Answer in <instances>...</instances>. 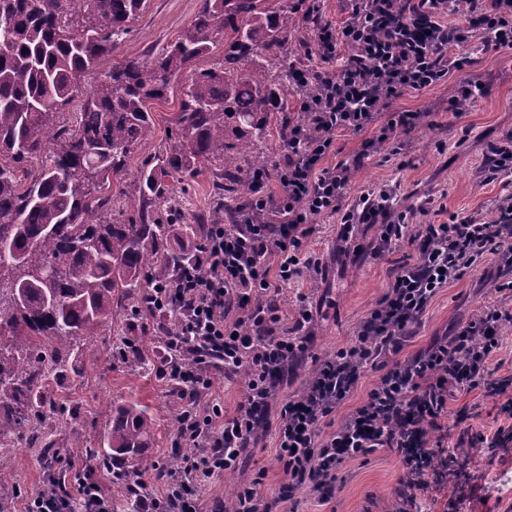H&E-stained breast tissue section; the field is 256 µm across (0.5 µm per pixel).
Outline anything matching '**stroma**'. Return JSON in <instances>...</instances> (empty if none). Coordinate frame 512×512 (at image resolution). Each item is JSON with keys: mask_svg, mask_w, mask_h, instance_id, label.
Instances as JSON below:
<instances>
[{"mask_svg": "<svg viewBox=\"0 0 512 512\" xmlns=\"http://www.w3.org/2000/svg\"><path fill=\"white\" fill-rule=\"evenodd\" d=\"M199 6V0H148L132 22L126 42L100 62L92 78H99L113 64L161 50L191 22ZM467 56L463 69L452 70L444 83L423 91L407 90L396 99L394 110L421 115L416 128L405 136L401 154L390 155L382 147L361 158L364 143L378 134L373 125L337 134L338 151L326 162L352 163L349 200L371 188L393 189L395 211L406 213L416 230L446 222L453 214L487 223L496 219L497 206L512 194V185L487 179L485 171L489 145L512 134V51L471 48ZM470 77L484 81L489 92L470 103L458 121L448 112V99L454 87ZM187 80V75H180L165 97L154 101L151 133L133 150L124 172L113 178V188L131 190L142 164L173 146L171 120L179 110ZM215 180L206 167L193 181L174 185L173 199L179 210L196 213L220 206L223 199L216 192ZM312 226L306 250L323 258L328 268L323 274L303 270L283 290L281 309L288 314L293 313L298 296H307L313 307L314 337L296 374L279 390L276 400L280 403L303 389L320 362L351 345L360 323L383 298L399 266L417 256L405 242L383 257L352 260L337 252V218L317 216ZM499 285L495 266L483 262L440 289L398 359L415 355L453 326L479 314L484 305L500 300ZM502 334L501 365L493 378L508 380L506 395L481 388L455 394L448 399L447 416L428 430L434 456L426 469L428 486L416 495L417 504L427 512H448L452 500L460 502L461 512H512V323L503 326ZM115 341L108 323L79 352L82 376L78 382L66 383L62 391L73 419L65 429H55L50 421L44 429L57 447L81 461L103 434L113 408L130 402L146 405L158 423V434L152 447L142 449L135 459V468L142 470L171 453L175 432L168 424L166 406L172 396L164 380L140 374L128 363H107ZM278 423V414H271L267 426L251 440L233 474L236 485L257 479L265 496H276L283 481L277 464ZM11 461L14 488L0 498L7 501V512H23L27 499L46 479L47 463L39 449L24 446L12 449ZM402 473L396 450L377 449L345 464L336 496L328 503L319 502L310 491H301L299 512H384L387 505L398 502Z\"/></svg>", "mask_w": 512, "mask_h": 512, "instance_id": "1", "label": "stroma"}]
</instances>
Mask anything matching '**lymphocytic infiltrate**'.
<instances>
[{
	"label": "lymphocytic infiltrate",
	"instance_id": "obj_1",
	"mask_svg": "<svg viewBox=\"0 0 512 512\" xmlns=\"http://www.w3.org/2000/svg\"><path fill=\"white\" fill-rule=\"evenodd\" d=\"M465 13L462 24L451 15ZM484 51L512 50V0H347L342 26L317 29L311 72L319 98H302L297 120L287 122L276 173L279 194L264 192L265 174L237 223L209 225L195 247L196 263L174 285H154L150 308L177 304L184 312L181 335L161 351L159 374L187 410L174 440L195 447L179 467L153 463V481L134 475L129 482L133 512H202L212 481L235 469L267 422L276 390L301 361L312 340L311 305L299 299L292 327H285L280 296L302 269L322 271L320 258L303 243L313 217L340 218L342 254L370 251L373 257L406 238L405 215L394 212L385 190L370 189L354 204L345 199L350 164L323 166L336 150V135L379 124V142L391 153L403 147L395 133L412 125V112L392 111L403 91L424 90L462 69L474 39ZM377 228L370 248L351 243L353 227ZM416 259L400 266L381 301L360 324L355 342L323 360L304 389L282 405L277 461L286 477L278 501L264 498L257 484L243 486L238 512H274L309 489L327 502L336 494L337 473L349 459L379 448L401 452L406 473L401 503L421 489L423 459L433 454L427 427L449 397L490 385L491 360L504 344L501 329L512 322V210L501 207L496 223L449 217L425 225ZM494 259L505 301L486 305L412 358L382 373L367 399L330 433H323L339 404L361 375L397 353L440 288L475 264ZM208 277H199L198 268ZM247 372L245 391L233 416L211 390L214 373L225 378Z\"/></svg>",
	"mask_w": 512,
	"mask_h": 512
}]
</instances>
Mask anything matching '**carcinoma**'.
I'll list each match as a JSON object with an SVG mask.
<instances>
[{
  "label": "carcinoma",
  "mask_w": 512,
  "mask_h": 512,
  "mask_svg": "<svg viewBox=\"0 0 512 512\" xmlns=\"http://www.w3.org/2000/svg\"><path fill=\"white\" fill-rule=\"evenodd\" d=\"M147 0H0V487L6 459L33 441L36 422L66 407L47 405L54 386L81 377L72 354L103 324L148 307V288L173 281L196 259L169 241L233 224L268 170L263 146L274 112L297 85L290 43L293 11L284 0H200L193 21L155 55L131 58L87 87L86 73L126 41ZM224 32V60L183 87L172 150L150 158L118 218L111 177L150 132L151 102ZM83 99L72 127L54 119ZM40 158L36 169L31 160ZM221 171L223 208L190 224L163 221L172 187L201 164ZM154 339L176 336L182 318L155 316ZM112 355L144 373L154 362L127 338ZM156 422L136 402L117 408L93 449L100 466L151 447Z\"/></svg>",
  "instance_id": "1"
}]
</instances>
